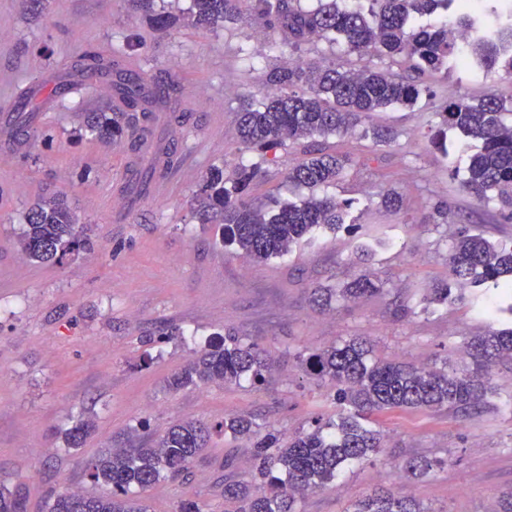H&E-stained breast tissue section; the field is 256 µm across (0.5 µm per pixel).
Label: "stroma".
<instances>
[{
  "mask_svg": "<svg viewBox=\"0 0 512 512\" xmlns=\"http://www.w3.org/2000/svg\"><path fill=\"white\" fill-rule=\"evenodd\" d=\"M282 34L251 15L209 29L178 25L152 30L134 0H46L42 14L24 0H0V106L29 138L0 131V484L19 489L28 512H44L56 494L101 488L85 462L125 444L148 422L161 434L177 421L214 424L250 414L289 435L308 428L314 414L332 417L329 387L305 374L299 355L349 336H367L377 356L445 362L461 368L471 337L488 328L484 309L493 287L466 286L461 300L433 314L398 312L448 277L449 241L461 226L512 243V220L482 208L459 189L454 163L459 133L448 153L430 143L445 101L492 91L512 98V78L485 79L463 71L428 74L433 92L415 108L381 113L392 127L390 146L371 149L358 136L333 138L352 164L327 195L350 201L351 228L320 230L287 256L256 262L225 253L217 229L197 223V191L214 164L235 166L237 114L245 97L261 98L260 68L274 63ZM121 53L124 70L149 82L174 85V110L154 112L152 142L179 137L185 175L167 198L152 188L130 191L129 168H142L126 146L86 133L89 112H120L111 87L73 76L78 55ZM404 197L394 211L381 203L387 188ZM50 192L64 195L93 249L59 265L27 261L16 244L25 211ZM448 208L445 224L434 208ZM368 269L382 295L326 310L316 288H336ZM173 338L157 343L162 332ZM233 333L258 342L275 362L269 382L167 390L165 381L209 341ZM154 344H146V337ZM95 428L81 450L66 449L62 432L79 415ZM377 429L387 447L373 462L351 468L338 488L311 494L302 512H342L378 485L407 484L430 512H488L512 493V411L488 408L394 411ZM253 443L213 435L184 477L146 495L149 512H177L188 502L224 512V457L244 463ZM444 460L421 479H405L410 457Z\"/></svg>",
  "mask_w": 512,
  "mask_h": 512,
  "instance_id": "stroma-1",
  "label": "stroma"
}]
</instances>
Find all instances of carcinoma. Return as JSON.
Segmentation results:
<instances>
[{
  "label": "carcinoma",
  "mask_w": 512,
  "mask_h": 512,
  "mask_svg": "<svg viewBox=\"0 0 512 512\" xmlns=\"http://www.w3.org/2000/svg\"><path fill=\"white\" fill-rule=\"evenodd\" d=\"M157 32L182 21L193 27L216 28L249 12L279 29L281 52L294 51L315 40L339 44L348 53L370 54L378 63L359 68L334 62L291 59L260 73L269 89L261 99L250 100L239 112L234 149L243 156L256 152L261 160L240 163L231 172L212 165L198 190L199 224H220L224 247L256 261L285 256L310 240L320 229L338 230L346 221L351 203L320 196L317 191L344 178L347 160L328 143L329 138L356 134L373 146H388L394 132L373 122L374 115L389 107H415L432 94L420 81L391 71L397 56L420 74L457 67L488 77L504 72L512 77V0H481L473 10L464 0H315L305 9L302 0H190L178 13L156 11L154 0H136ZM474 34L471 55L457 52L448 33V17ZM423 17L432 22L421 25ZM82 73L112 82L127 108L125 112H91L85 128L112 142L125 137L130 117H149L155 107L168 106L174 88L157 87L123 74L117 60L87 53L76 63ZM439 125L431 144L443 152L447 132L465 138L461 152L469 154L462 191L482 206L496 203L512 216V100L493 92L475 99L466 95L446 102L438 113ZM127 144L146 162V174L158 163L176 164L175 151L158 160L142 137L130 136ZM300 152L302 158L288 167L283 180L291 189H306L296 201L277 196L253 197L254 186L268 176L269 165L283 149ZM80 219L63 197L41 198L24 214L17 245L37 264H61L72 255L92 248L79 230ZM512 275V244H494L479 231L461 229L448 250V279L436 283L424 298L426 306L448 305L460 298L454 287L466 283H491L505 294L502 274ZM382 283L361 274L341 288H317L313 301L322 307L382 293ZM464 354L472 368L448 370L378 358L371 342L352 336L338 343L300 355L306 375L330 387L339 406L336 419L312 417L311 426L288 438L258 423L248 414L224 418L218 425L197 421L172 424L157 437L131 431L124 448H110L86 461L90 480L103 492L88 496L65 492L47 504V512H148L141 493L161 482L186 473L213 431L236 439H254L252 478H234L235 457L224 458V502L233 512H299L298 502L326 488L353 464L372 461L383 448L377 419L394 410H452L476 414L498 396L492 372L501 357L512 359V328H489L466 343ZM273 363L260 345L245 342L228 332L211 342L183 370L167 379L177 391L185 386L207 387L219 383L263 385L271 377ZM91 419L78 417L64 432L69 450L83 446L93 430ZM447 464L445 460L413 457L405 465L412 475H425ZM0 512H27L21 492L0 488ZM343 512H429L414 496L392 488H378L349 503Z\"/></svg>",
  "instance_id": "1"
}]
</instances>
